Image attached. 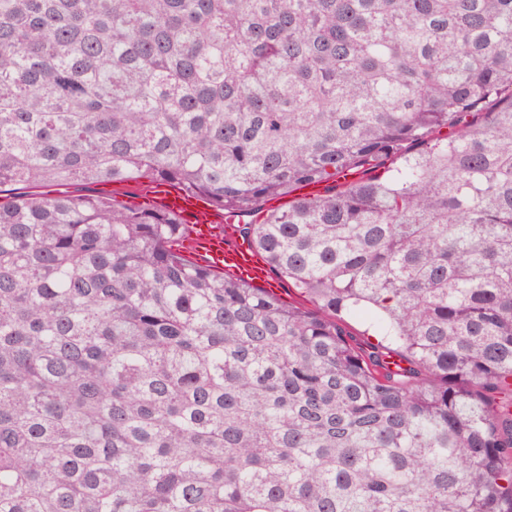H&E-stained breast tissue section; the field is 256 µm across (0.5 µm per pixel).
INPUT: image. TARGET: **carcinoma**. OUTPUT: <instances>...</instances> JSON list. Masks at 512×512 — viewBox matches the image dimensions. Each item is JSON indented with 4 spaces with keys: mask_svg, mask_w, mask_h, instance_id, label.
I'll return each mask as SVG.
<instances>
[{
    "mask_svg": "<svg viewBox=\"0 0 512 512\" xmlns=\"http://www.w3.org/2000/svg\"><path fill=\"white\" fill-rule=\"evenodd\" d=\"M142 175L310 306L0 200V512H512V0H0V193Z\"/></svg>",
    "mask_w": 512,
    "mask_h": 512,
    "instance_id": "1",
    "label": "carcinoma"
}]
</instances>
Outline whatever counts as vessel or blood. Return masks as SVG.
Listing matches in <instances>:
<instances>
[{
	"mask_svg": "<svg viewBox=\"0 0 512 512\" xmlns=\"http://www.w3.org/2000/svg\"><path fill=\"white\" fill-rule=\"evenodd\" d=\"M162 200L164 209L178 215L187 227L179 247L189 259L252 283L269 284V266L263 256L248 243L229 242L223 226L210 219L209 209L201 197L182 190H169Z\"/></svg>",
	"mask_w": 512,
	"mask_h": 512,
	"instance_id": "vessel-or-blood-1",
	"label": "vessel or blood"
}]
</instances>
